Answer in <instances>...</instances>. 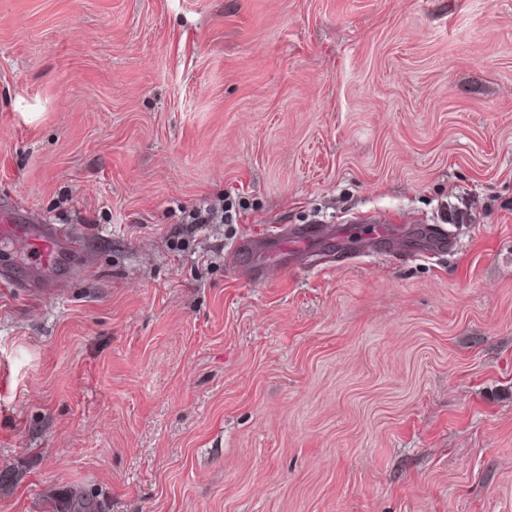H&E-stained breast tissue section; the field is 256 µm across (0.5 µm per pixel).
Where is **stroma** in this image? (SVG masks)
Masks as SVG:
<instances>
[{
  "instance_id": "35a3bbf8",
  "label": "stroma",
  "mask_w": 512,
  "mask_h": 512,
  "mask_svg": "<svg viewBox=\"0 0 512 512\" xmlns=\"http://www.w3.org/2000/svg\"><path fill=\"white\" fill-rule=\"evenodd\" d=\"M2 208L0 512H512V0H0ZM11 214H0V240L23 241L33 262L47 272L61 267L66 255L76 248L75 242L63 236L53 224H33ZM60 512H102L101 503L83 493L71 492L60 499Z\"/></svg>"
}]
</instances>
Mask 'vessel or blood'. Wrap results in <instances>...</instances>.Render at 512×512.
<instances>
[{
	"label": "vessel or blood",
	"instance_id": "vessel-or-blood-1",
	"mask_svg": "<svg viewBox=\"0 0 512 512\" xmlns=\"http://www.w3.org/2000/svg\"><path fill=\"white\" fill-rule=\"evenodd\" d=\"M0 240L25 242L32 261L47 271L60 268L65 256L76 248L74 241L63 236L54 225L36 224L32 219L8 213L0 215Z\"/></svg>",
	"mask_w": 512,
	"mask_h": 512
}]
</instances>
